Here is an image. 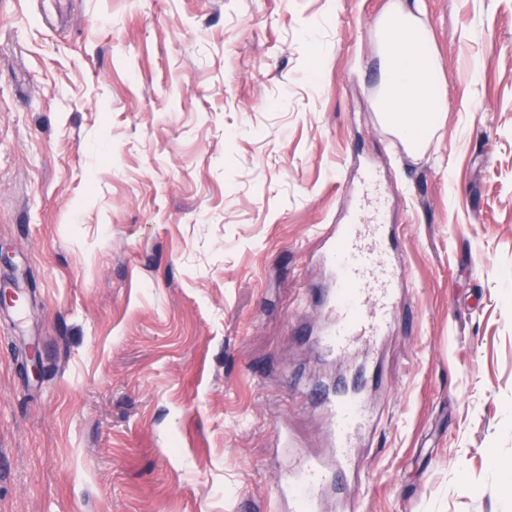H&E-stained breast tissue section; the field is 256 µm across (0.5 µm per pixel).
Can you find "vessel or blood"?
I'll use <instances>...</instances> for the list:
<instances>
[{
    "label": "vessel or blood",
    "instance_id": "obj_1",
    "mask_svg": "<svg viewBox=\"0 0 512 512\" xmlns=\"http://www.w3.org/2000/svg\"><path fill=\"white\" fill-rule=\"evenodd\" d=\"M324 236L323 258L335 273L336 286L323 298L330 324L322 346L336 359L359 343L375 344L387 335L401 293V270L389 253L386 196L375 178H368L352 222L329 226ZM322 407L330 422L332 459H307L276 477L275 492L285 512H315L333 472L352 465L357 439L370 423L357 390L332 391Z\"/></svg>",
    "mask_w": 512,
    "mask_h": 512
}]
</instances>
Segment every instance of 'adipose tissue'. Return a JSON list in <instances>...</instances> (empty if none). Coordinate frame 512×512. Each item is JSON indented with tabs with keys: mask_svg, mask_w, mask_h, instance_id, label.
Instances as JSON below:
<instances>
[{
	"mask_svg": "<svg viewBox=\"0 0 512 512\" xmlns=\"http://www.w3.org/2000/svg\"><path fill=\"white\" fill-rule=\"evenodd\" d=\"M376 39L383 69L376 98L380 119L409 151H422L448 110L428 25L394 0L376 23Z\"/></svg>",
	"mask_w": 512,
	"mask_h": 512,
	"instance_id": "1",
	"label": "adipose tissue"
}]
</instances>
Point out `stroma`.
I'll return each instance as SVG.
<instances>
[{
	"label": "stroma",
	"instance_id": "stroma-1",
	"mask_svg": "<svg viewBox=\"0 0 512 512\" xmlns=\"http://www.w3.org/2000/svg\"><path fill=\"white\" fill-rule=\"evenodd\" d=\"M403 2L448 95L420 154L373 105L393 0H0V512H276L274 436L329 457L340 378L380 423L322 512H512V0ZM367 168L403 291L334 364Z\"/></svg>",
	"mask_w": 512,
	"mask_h": 512
}]
</instances>
